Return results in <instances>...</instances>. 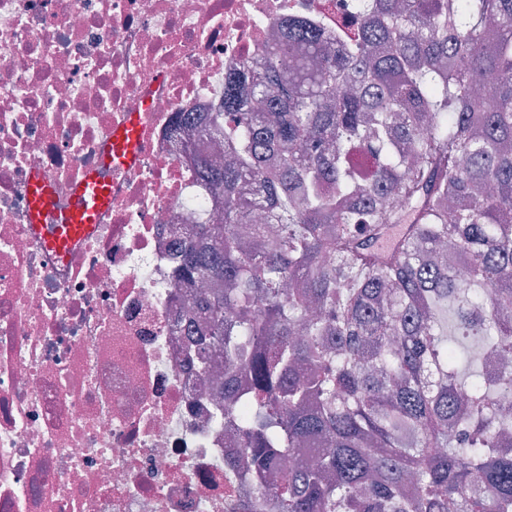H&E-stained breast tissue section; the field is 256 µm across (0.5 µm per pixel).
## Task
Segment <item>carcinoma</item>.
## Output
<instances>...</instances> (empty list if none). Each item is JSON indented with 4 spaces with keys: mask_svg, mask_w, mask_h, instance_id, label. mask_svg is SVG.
Instances as JSON below:
<instances>
[{
    "mask_svg": "<svg viewBox=\"0 0 512 512\" xmlns=\"http://www.w3.org/2000/svg\"><path fill=\"white\" fill-rule=\"evenodd\" d=\"M356 8L334 43L289 22L201 129L232 145L198 161L224 222L182 262L224 351L225 469L261 488L236 508L512 512V0Z\"/></svg>",
    "mask_w": 512,
    "mask_h": 512,
    "instance_id": "1",
    "label": "carcinoma"
}]
</instances>
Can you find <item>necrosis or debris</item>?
<instances>
[{"instance_id": "1", "label": "necrosis or debris", "mask_w": 512, "mask_h": 512, "mask_svg": "<svg viewBox=\"0 0 512 512\" xmlns=\"http://www.w3.org/2000/svg\"><path fill=\"white\" fill-rule=\"evenodd\" d=\"M356 0H0V512H229L214 372L194 363L196 284L177 247L213 223L190 112L265 62L301 18L335 35ZM137 123L134 164L109 163ZM107 171L111 201L57 253L29 221L41 178L65 214Z\"/></svg>"}]
</instances>
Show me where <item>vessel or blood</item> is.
<instances>
[{
	"mask_svg": "<svg viewBox=\"0 0 512 512\" xmlns=\"http://www.w3.org/2000/svg\"><path fill=\"white\" fill-rule=\"evenodd\" d=\"M138 131L128 127L125 131L114 134L113 146L116 157L130 163L135 159V147ZM109 200V187L100 177H90L79 193L78 198L65 217L63 223H47L46 217L51 209L52 188L42 181L34 180L29 195V212L32 223L43 224L47 246L65 250L72 240L85 234L95 223L99 210Z\"/></svg>",
	"mask_w": 512,
	"mask_h": 512,
	"instance_id": "vessel-or-blood-1",
	"label": "vessel or blood"
}]
</instances>
